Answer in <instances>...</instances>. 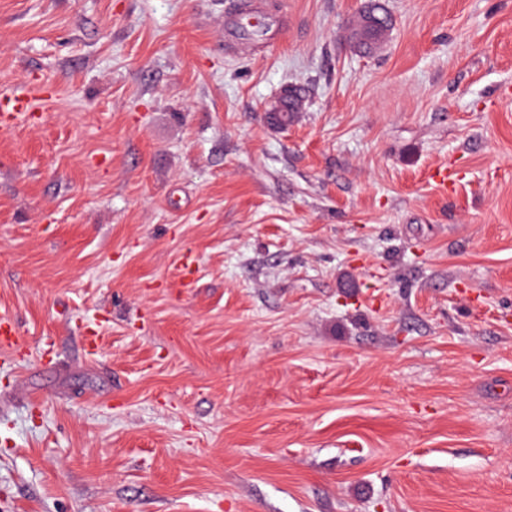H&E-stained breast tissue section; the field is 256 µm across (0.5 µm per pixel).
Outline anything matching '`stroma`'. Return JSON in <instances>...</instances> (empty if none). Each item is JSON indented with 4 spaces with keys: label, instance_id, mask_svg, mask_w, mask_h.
Here are the masks:
<instances>
[{
    "label": "stroma",
    "instance_id": "stroma-1",
    "mask_svg": "<svg viewBox=\"0 0 512 512\" xmlns=\"http://www.w3.org/2000/svg\"><path fill=\"white\" fill-rule=\"evenodd\" d=\"M260 2L0 0V512H512V0ZM376 2L378 1H371V5L365 7L363 11H367L358 18L349 32V39L351 42L349 40L347 41L354 50L362 54H371L382 42V39L385 36L384 34L389 27L388 20L385 26L378 29H374L372 26L367 24L368 17H381L380 15L383 17L386 16L384 14H379V12L386 11L379 3ZM368 20L370 24L376 21L374 18ZM32 112L31 99L27 95L1 93L0 134L7 135L10 128Z\"/></svg>",
    "mask_w": 512,
    "mask_h": 512
}]
</instances>
